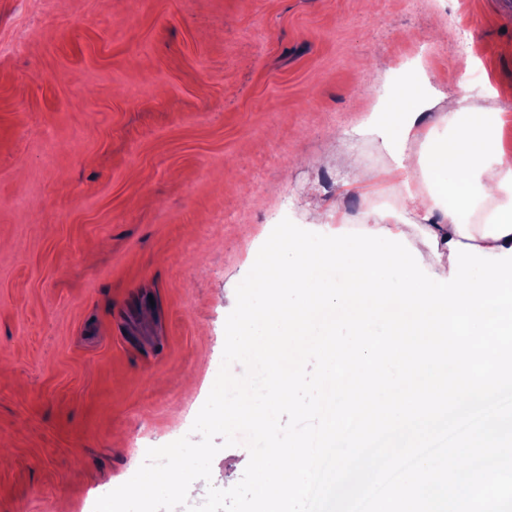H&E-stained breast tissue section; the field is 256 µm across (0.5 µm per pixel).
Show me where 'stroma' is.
<instances>
[{"mask_svg": "<svg viewBox=\"0 0 512 512\" xmlns=\"http://www.w3.org/2000/svg\"><path fill=\"white\" fill-rule=\"evenodd\" d=\"M503 44L512 0H0V512H92L189 432L280 197L306 229L347 156L395 166L361 120L379 84L415 106L374 59L426 53L432 115L504 113L512 149ZM383 191L346 232L415 221ZM248 461L222 449L190 504Z\"/></svg>", "mask_w": 512, "mask_h": 512, "instance_id": "35a3bbf8", "label": "stroma"}]
</instances>
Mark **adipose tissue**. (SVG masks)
I'll list each match as a JSON object with an SVG mask.
<instances>
[{
    "instance_id": "adipose-tissue-1",
    "label": "adipose tissue",
    "mask_w": 512,
    "mask_h": 512,
    "mask_svg": "<svg viewBox=\"0 0 512 512\" xmlns=\"http://www.w3.org/2000/svg\"><path fill=\"white\" fill-rule=\"evenodd\" d=\"M377 128L399 159L396 173L418 175L427 182V196L414 199L416 226L391 225L394 234L418 231L434 256L429 272L448 277L449 245L460 242L498 254L512 248V153L497 146L485 113H449L427 128L422 112L393 114ZM425 135L427 157L408 153L406 145ZM483 181H476V174Z\"/></svg>"
}]
</instances>
